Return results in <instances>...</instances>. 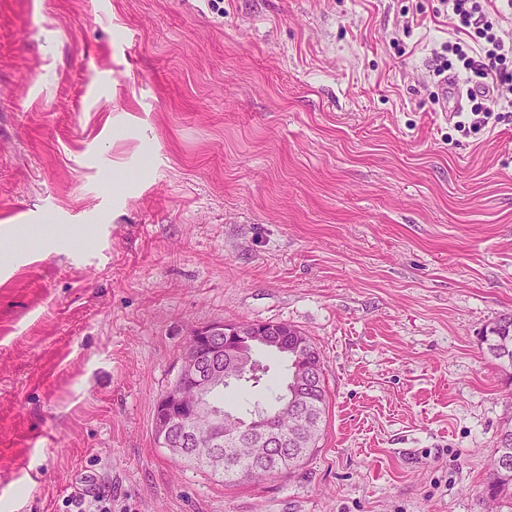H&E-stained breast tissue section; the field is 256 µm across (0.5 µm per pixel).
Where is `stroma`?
I'll return each instance as SVG.
<instances>
[{"label":"stroma","instance_id":"1","mask_svg":"<svg viewBox=\"0 0 512 512\" xmlns=\"http://www.w3.org/2000/svg\"><path fill=\"white\" fill-rule=\"evenodd\" d=\"M440 0H0V512H483L512 376V124L433 105ZM294 325L295 472L158 446L193 330ZM486 353L505 370L512 369V317L505 316L485 327Z\"/></svg>","mask_w":512,"mask_h":512}]
</instances>
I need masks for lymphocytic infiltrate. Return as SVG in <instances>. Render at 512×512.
<instances>
[{"mask_svg": "<svg viewBox=\"0 0 512 512\" xmlns=\"http://www.w3.org/2000/svg\"><path fill=\"white\" fill-rule=\"evenodd\" d=\"M457 33L472 37L479 45V56L468 55L461 44L448 45V54L436 68V75L463 79L470 111L462 113L454 126L459 131L496 127L503 119L497 108L512 97V29L489 23L488 0H441Z\"/></svg>", "mask_w": 512, "mask_h": 512, "instance_id": "1", "label": "lymphocytic infiltrate"}]
</instances>
